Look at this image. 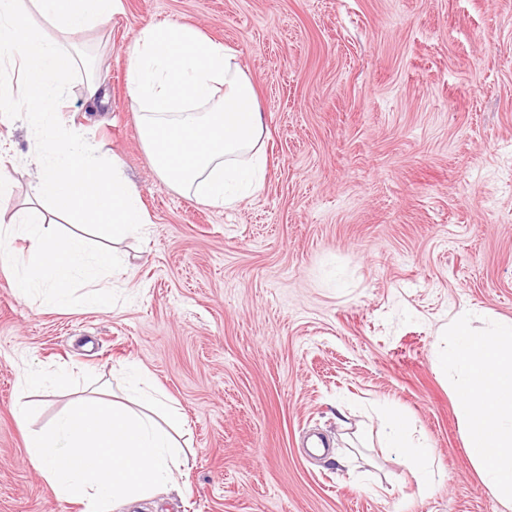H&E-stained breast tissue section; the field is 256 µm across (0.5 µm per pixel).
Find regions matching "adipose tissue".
<instances>
[{
	"instance_id": "obj_1",
	"label": "adipose tissue",
	"mask_w": 512,
	"mask_h": 512,
	"mask_svg": "<svg viewBox=\"0 0 512 512\" xmlns=\"http://www.w3.org/2000/svg\"><path fill=\"white\" fill-rule=\"evenodd\" d=\"M121 2L30 0L25 10L20 0H0V112L25 114L40 129L31 154L35 205L0 225V267L11 271L20 298L48 307H67L77 296L86 305H102L101 283L117 266L110 253L92 251L82 236L56 235L43 223L40 204L59 206L77 223L98 225L115 239L148 222L119 161L103 159L90 139L57 123L65 81L76 64L60 38L105 26L120 14ZM38 18L56 37L35 26ZM125 54L141 140L156 175L213 206L234 208L256 194L266 171L263 120L236 55L179 22L146 25ZM16 69L25 75L19 91L7 79ZM19 238L25 249L15 248ZM377 418L384 446L414 471L420 495L430 494L443 479L431 448L414 438L394 407Z\"/></svg>"
}]
</instances>
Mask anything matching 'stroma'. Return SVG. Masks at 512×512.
Segmentation results:
<instances>
[{
	"label": "stroma",
	"instance_id": "obj_1",
	"mask_svg": "<svg viewBox=\"0 0 512 512\" xmlns=\"http://www.w3.org/2000/svg\"><path fill=\"white\" fill-rule=\"evenodd\" d=\"M166 21L232 49L256 89L266 181L236 208L173 190L143 148L124 47ZM79 42L106 98L85 102L76 68L58 123L120 158L149 224L115 241L43 205L121 261L98 309L21 299L0 270V512H82L26 439L74 398L127 401L130 366L183 415L188 463L111 512H501L433 355L460 310L512 319V0H123ZM34 143L25 115L0 119L2 222ZM61 367L22 393L21 369ZM378 402L429 442L431 495L356 439Z\"/></svg>",
	"mask_w": 512,
	"mask_h": 512
}]
</instances>
